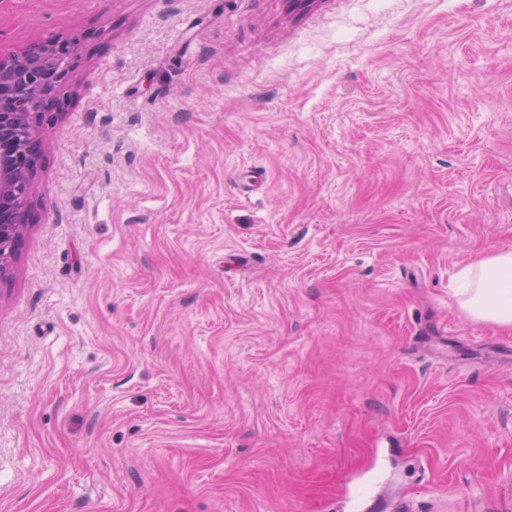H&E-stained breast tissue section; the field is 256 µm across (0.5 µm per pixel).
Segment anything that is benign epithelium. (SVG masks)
<instances>
[{
  "label": "benign epithelium",
  "mask_w": 512,
  "mask_h": 512,
  "mask_svg": "<svg viewBox=\"0 0 512 512\" xmlns=\"http://www.w3.org/2000/svg\"><path fill=\"white\" fill-rule=\"evenodd\" d=\"M75 45L47 38L20 55L0 48V275L17 255L28 221L32 163L26 141L40 145L43 112L54 101Z\"/></svg>",
  "instance_id": "1"
}]
</instances>
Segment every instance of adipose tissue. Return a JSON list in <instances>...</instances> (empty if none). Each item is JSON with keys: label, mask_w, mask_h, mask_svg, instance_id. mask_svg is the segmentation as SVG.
I'll return each instance as SVG.
<instances>
[{"label": "adipose tissue", "mask_w": 512, "mask_h": 512, "mask_svg": "<svg viewBox=\"0 0 512 512\" xmlns=\"http://www.w3.org/2000/svg\"><path fill=\"white\" fill-rule=\"evenodd\" d=\"M455 298L472 320L512 331V249L478 257L456 273Z\"/></svg>", "instance_id": "1"}]
</instances>
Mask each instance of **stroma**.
Instances as JSON below:
<instances>
[{
	"instance_id": "35a3bbf8",
	"label": "stroma",
	"mask_w": 512,
	"mask_h": 512,
	"mask_svg": "<svg viewBox=\"0 0 512 512\" xmlns=\"http://www.w3.org/2000/svg\"><path fill=\"white\" fill-rule=\"evenodd\" d=\"M75 54L0 280V512H504L512 0H0ZM459 309L474 321L512 331V249L478 257L455 274Z\"/></svg>"
}]
</instances>
